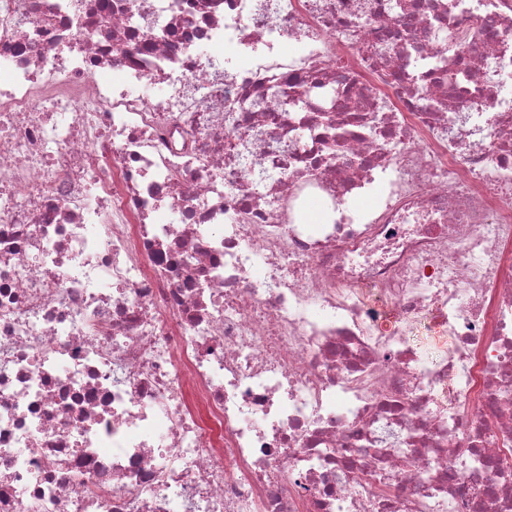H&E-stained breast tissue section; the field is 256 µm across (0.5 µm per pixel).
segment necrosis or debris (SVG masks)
<instances>
[{
  "mask_svg": "<svg viewBox=\"0 0 512 512\" xmlns=\"http://www.w3.org/2000/svg\"><path fill=\"white\" fill-rule=\"evenodd\" d=\"M0 512H512V0H0Z\"/></svg>",
  "mask_w": 512,
  "mask_h": 512,
  "instance_id": "necrosis-or-debris-1",
  "label": "necrosis or debris"
}]
</instances>
